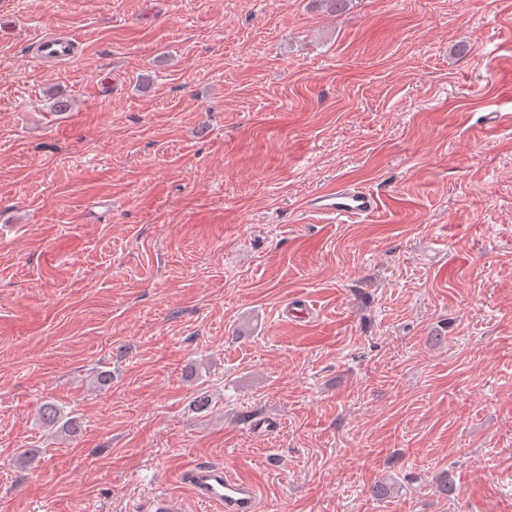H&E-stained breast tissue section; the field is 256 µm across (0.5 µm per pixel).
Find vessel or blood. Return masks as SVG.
Wrapping results in <instances>:
<instances>
[{"mask_svg":"<svg viewBox=\"0 0 512 512\" xmlns=\"http://www.w3.org/2000/svg\"><path fill=\"white\" fill-rule=\"evenodd\" d=\"M75 42L70 37L48 33L36 45L37 62L65 63L74 56ZM308 210L320 216H337L355 220L378 207L375 194L358 186H331L311 195ZM184 477L197 498L217 507L218 512H258L257 487L254 483L209 461L190 463Z\"/></svg>","mask_w":512,"mask_h":512,"instance_id":"b4317fda","label":"vessel or blood"}]
</instances>
